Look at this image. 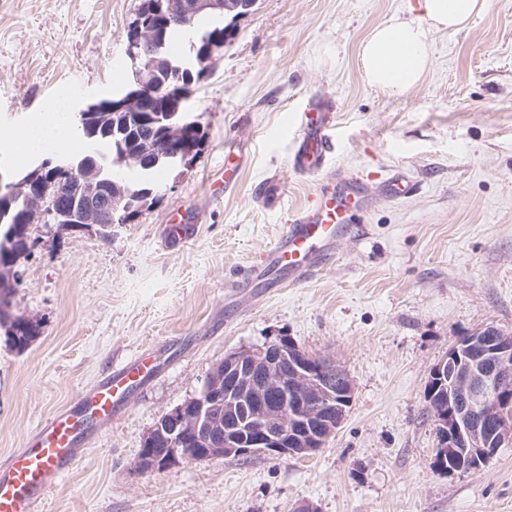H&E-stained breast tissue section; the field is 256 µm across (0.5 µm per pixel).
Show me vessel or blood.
I'll return each instance as SVG.
<instances>
[{
	"label": "vessel or blood",
	"instance_id": "obj_1",
	"mask_svg": "<svg viewBox=\"0 0 512 512\" xmlns=\"http://www.w3.org/2000/svg\"><path fill=\"white\" fill-rule=\"evenodd\" d=\"M335 125L334 113L301 112L292 156L297 172L308 174L325 167L334 153ZM370 186L393 199L418 191L416 183L390 170L326 183L294 212L274 246L254 265V276H270L291 286L333 260L338 244L365 209ZM160 364V355L153 351L131 357L82 392L73 406L42 423L23 448L0 462V512H37L45 494L80 458L89 427L109 425Z\"/></svg>",
	"mask_w": 512,
	"mask_h": 512
}]
</instances>
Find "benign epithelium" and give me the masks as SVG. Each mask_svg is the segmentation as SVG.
Returning a JSON list of instances; mask_svg holds the SVG:
<instances>
[{
    "label": "benign epithelium",
    "instance_id": "obj_1",
    "mask_svg": "<svg viewBox=\"0 0 512 512\" xmlns=\"http://www.w3.org/2000/svg\"><path fill=\"white\" fill-rule=\"evenodd\" d=\"M250 0H179L163 10L162 0H146L136 22L128 28L126 55L137 60L145 55L151 64L134 71L136 88L112 100L108 112H139L166 85L161 75L172 72L163 55L162 38L142 37L143 20L165 14L167 25L187 22L205 9L229 14L248 10ZM219 52L213 44L200 53L196 65L185 71L190 86L208 75V65ZM160 157L157 147L146 145L139 154H123L130 165ZM50 166L43 161L34 174L0 185V196L25 194ZM55 170L71 176V193L79 211L58 215L55 223L84 229H106L128 224L153 192L141 193L112 184L101 194L96 169L74 164L66 157ZM345 383L343 403L335 404L330 374ZM431 378L448 389V404H435L432 415L440 432V459L459 463V469L481 468L498 449L512 444V336L493 327L480 328L457 341L431 371ZM353 382L336 361L303 351L283 336L260 347L231 352L221 368L209 376L200 393L161 416L145 438L138 460L142 470H167L186 460L180 442L187 433L196 439L195 460L220 457L277 455L309 457L322 449L343 423L353 398Z\"/></svg>",
    "mask_w": 512,
    "mask_h": 512
}]
</instances>
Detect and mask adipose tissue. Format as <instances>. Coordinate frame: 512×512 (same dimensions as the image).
Instances as JSON below:
<instances>
[{
	"label": "adipose tissue",
	"instance_id": "obj_1",
	"mask_svg": "<svg viewBox=\"0 0 512 512\" xmlns=\"http://www.w3.org/2000/svg\"><path fill=\"white\" fill-rule=\"evenodd\" d=\"M489 0H417V13L377 24L360 46V63L370 85L404 92L415 87L432 67L428 29L456 32L465 27ZM76 136L69 109L55 103L23 131L0 135V152L29 156L38 145L70 148Z\"/></svg>",
	"mask_w": 512,
	"mask_h": 512
}]
</instances>
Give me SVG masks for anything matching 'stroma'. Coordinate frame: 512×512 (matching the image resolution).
Listing matches in <instances>:
<instances>
[{
  "instance_id": "obj_1",
  "label": "stroma",
  "mask_w": 512,
  "mask_h": 512,
  "mask_svg": "<svg viewBox=\"0 0 512 512\" xmlns=\"http://www.w3.org/2000/svg\"><path fill=\"white\" fill-rule=\"evenodd\" d=\"M140 0H0V133L59 94L71 110L132 78L125 34ZM416 0H257L188 103L205 133L185 173L110 240L44 221L13 266L7 313L37 324L22 350L0 333V461L38 425L136 352L176 346L38 512H512V446L474 472L443 474L426 386L460 337L512 333V0L457 33L433 32V66L402 93L366 81L361 41ZM332 105L339 150L296 173L291 116ZM235 189L217 193L229 161ZM381 167L419 186L371 192L334 261L263 292L248 273L320 185ZM277 178L281 198L259 185ZM195 220L183 243L173 213ZM285 336L335 359L354 386L346 418L305 458L256 455L137 467L166 412L196 396L226 354Z\"/></svg>"
}]
</instances>
